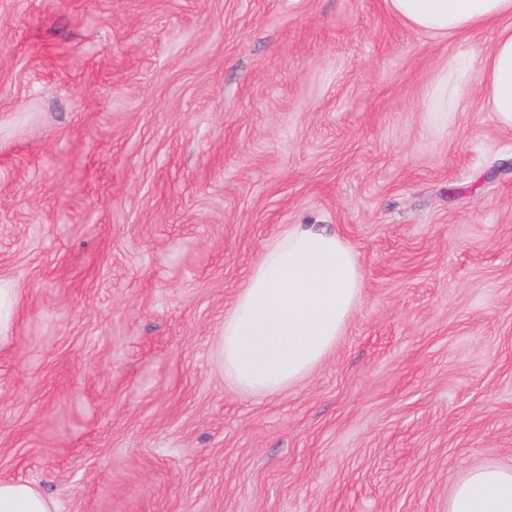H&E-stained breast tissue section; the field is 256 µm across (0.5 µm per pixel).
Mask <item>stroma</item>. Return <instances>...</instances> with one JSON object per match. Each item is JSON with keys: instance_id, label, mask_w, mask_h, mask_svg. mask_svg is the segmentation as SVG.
Masks as SVG:
<instances>
[{"instance_id": "stroma-1", "label": "stroma", "mask_w": 512, "mask_h": 512, "mask_svg": "<svg viewBox=\"0 0 512 512\" xmlns=\"http://www.w3.org/2000/svg\"><path fill=\"white\" fill-rule=\"evenodd\" d=\"M496 34L384 0H0V482L55 512H448L512 468ZM292 224L354 249L361 299L310 374L246 392L217 342ZM459 64H450L446 71L441 72L432 84L428 96L431 104L429 114L435 121L448 120V100L454 104L460 99L458 87ZM19 288L0 282V342L8 335L16 314Z\"/></svg>"}]
</instances>
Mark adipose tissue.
<instances>
[{"label": "adipose tissue", "mask_w": 512, "mask_h": 512, "mask_svg": "<svg viewBox=\"0 0 512 512\" xmlns=\"http://www.w3.org/2000/svg\"><path fill=\"white\" fill-rule=\"evenodd\" d=\"M413 31L453 38L499 23L483 55L485 102L512 130V0H386ZM363 286L356 252L315 224L291 225L266 247L224 318L219 355L243 389L272 393L306 376L333 348ZM0 512H51L26 483H0ZM448 512H512V469H474L448 497Z\"/></svg>", "instance_id": "adipose-tissue-1"}]
</instances>
